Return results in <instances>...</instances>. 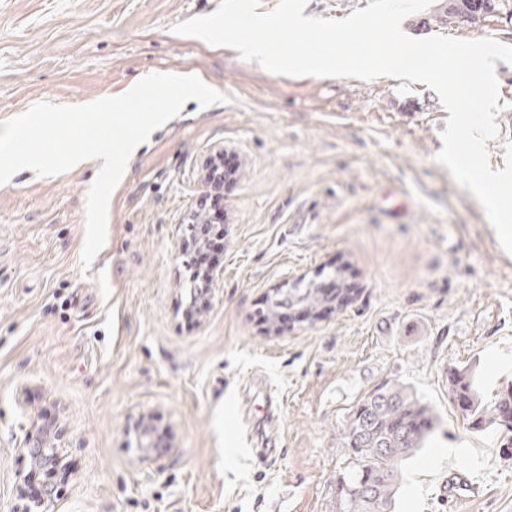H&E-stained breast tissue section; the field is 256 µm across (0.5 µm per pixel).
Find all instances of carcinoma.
Wrapping results in <instances>:
<instances>
[{
    "instance_id": "1",
    "label": "carcinoma",
    "mask_w": 512,
    "mask_h": 512,
    "mask_svg": "<svg viewBox=\"0 0 512 512\" xmlns=\"http://www.w3.org/2000/svg\"><path fill=\"white\" fill-rule=\"evenodd\" d=\"M329 290L291 288L294 305L314 312L328 303ZM448 392L461 403L471 428H494L502 451L512 455V382L483 398L467 367L448 368ZM431 407L410 387L383 383L349 414L342 431L348 463L336 479L333 512H394L404 463L424 447L436 428Z\"/></svg>"
}]
</instances>
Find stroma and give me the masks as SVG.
Wrapping results in <instances>:
<instances>
[{"label":"stroma","instance_id":"1","mask_svg":"<svg viewBox=\"0 0 512 512\" xmlns=\"http://www.w3.org/2000/svg\"><path fill=\"white\" fill-rule=\"evenodd\" d=\"M219 3L0 0V121L153 72L229 97L187 101L136 148L90 267L98 168L0 185V512H14L25 439L45 426L67 464L50 512H333L344 424L389 381L438 417L396 512H512V457L448 393L452 365L474 368L487 398L512 379V255L435 160L448 111L423 83L274 75L173 33ZM431 32L512 45V16ZM496 75L495 170L512 142V64ZM218 146L236 169L224 249L214 295L189 320L180 245ZM338 277L343 306L268 320L275 292ZM143 417L170 441L152 461L136 446ZM453 471L479 492L452 507L436 486Z\"/></svg>","mask_w":512,"mask_h":512}]
</instances>
